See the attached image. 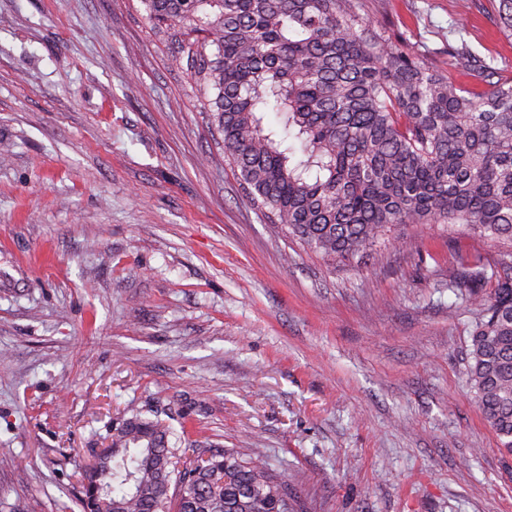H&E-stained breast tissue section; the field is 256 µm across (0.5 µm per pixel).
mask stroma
I'll list each match as a JSON object with an SVG mask.
<instances>
[{
	"instance_id": "1",
	"label": "stroma",
	"mask_w": 512,
	"mask_h": 512,
	"mask_svg": "<svg viewBox=\"0 0 512 512\" xmlns=\"http://www.w3.org/2000/svg\"><path fill=\"white\" fill-rule=\"evenodd\" d=\"M458 84L499 0H360ZM0 512H80L133 408L243 448L304 512H512L448 280L502 244L401 224L331 260L265 223L139 0H0Z\"/></svg>"
}]
</instances>
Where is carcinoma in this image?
Listing matches in <instances>:
<instances>
[{
  "label": "carcinoma",
  "instance_id": "carcinoma-1",
  "mask_svg": "<svg viewBox=\"0 0 512 512\" xmlns=\"http://www.w3.org/2000/svg\"><path fill=\"white\" fill-rule=\"evenodd\" d=\"M198 92L224 160L265 221L323 257L388 242L398 224H461L512 245V81L467 47L485 85H458L364 19L358 0H140ZM499 29L512 37V0ZM276 114L283 132L264 125ZM477 254L448 287L476 310L471 388L512 457V263L480 287ZM134 412L84 476L82 512H301L269 465L235 448L182 457Z\"/></svg>",
  "mask_w": 512,
  "mask_h": 512
}]
</instances>
